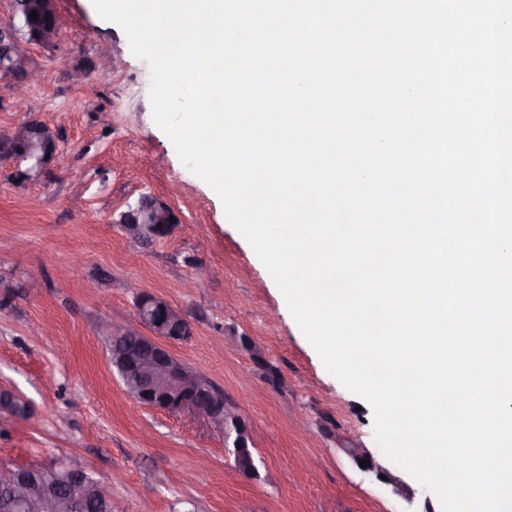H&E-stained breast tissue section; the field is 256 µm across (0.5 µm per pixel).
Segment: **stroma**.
<instances>
[{
    "label": "stroma",
    "mask_w": 512,
    "mask_h": 512,
    "mask_svg": "<svg viewBox=\"0 0 512 512\" xmlns=\"http://www.w3.org/2000/svg\"><path fill=\"white\" fill-rule=\"evenodd\" d=\"M54 7L55 41L27 48L42 80L24 107L0 77V127L34 116L56 130L59 151L25 184L0 164V389L27 405L25 417H0V462L87 469L111 483L113 512H441L383 454L370 404L326 370L219 196L154 122L150 67L123 29L93 0ZM102 57L116 68L93 71ZM78 69L90 70L94 94L73 83ZM146 194L179 222L140 242L118 218ZM201 265L217 277L195 280ZM142 293L188 318L191 338L171 350L247 421L257 477L235 469L220 430L125 391L99 325L121 333ZM347 442L369 448L411 496L362 471Z\"/></svg>",
    "instance_id": "35a3bbf8"
}]
</instances>
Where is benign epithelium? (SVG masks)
<instances>
[{
  "label": "benign epithelium",
  "instance_id": "obj_1",
  "mask_svg": "<svg viewBox=\"0 0 512 512\" xmlns=\"http://www.w3.org/2000/svg\"><path fill=\"white\" fill-rule=\"evenodd\" d=\"M19 17L12 11L5 21H0V76L14 81L19 101H24L26 86L37 80L39 69L24 49V42L15 37ZM57 138H52V149L41 155L21 154L0 149V161L14 166L15 177L21 181L33 180L56 158ZM152 211L168 219L174 211L163 201L149 195L143 196L137 205L123 212L130 218L126 231L134 238L142 236L145 225L132 221L141 211ZM161 299L150 295L138 298L133 307L131 323L118 336L111 328L102 325L107 341L112 343V364L121 367L133 377L132 398L137 403L167 410L173 413H189L208 425L224 432L229 440L233 432L245 426L242 416L217 398V388L206 377L190 374L183 363L171 352L169 343L180 340L174 324L187 319L176 308L165 305V318L156 317L155 309ZM355 462L367 461L363 471L375 477L385 476L384 483L396 485L399 480L382 467L371 451L363 446L346 449ZM37 468L17 465L3 472L8 497L5 507L11 512H63L75 509L86 497L88 475L86 470L73 471L68 477L64 494L55 485L36 478Z\"/></svg>",
  "mask_w": 512,
  "mask_h": 512
}]
</instances>
